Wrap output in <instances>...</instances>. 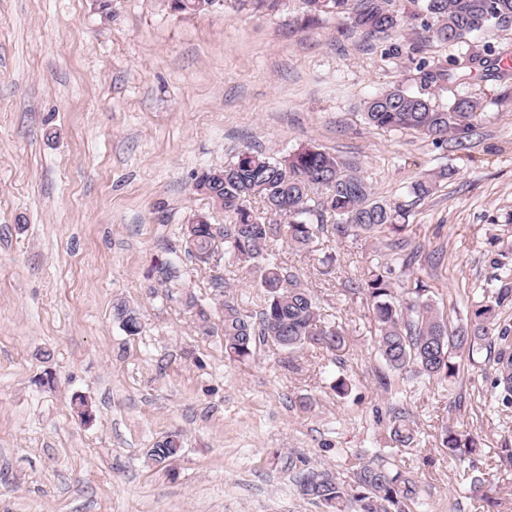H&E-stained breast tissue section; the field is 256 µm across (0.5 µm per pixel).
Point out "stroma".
Masks as SVG:
<instances>
[{"mask_svg": "<svg viewBox=\"0 0 512 512\" xmlns=\"http://www.w3.org/2000/svg\"><path fill=\"white\" fill-rule=\"evenodd\" d=\"M489 45L512 49V29L412 53L400 36L372 47L302 0L197 14L169 0H0V512H322L294 491L295 468L347 484L359 455L413 479L411 512H512V469L498 462L512 405L489 408L485 353L449 381L379 384L387 368L357 284L387 259L382 238L278 243L345 344L263 346L239 362L224 352L220 307L260 310L258 274L224 251L200 266L181 236L195 214L226 221L196 174L242 150L316 147L357 163L377 199L411 202L402 238L416 258L395 289L423 281L449 324L466 321L512 271V79L477 67L433 87L436 104L479 103L464 150L373 127L363 103L397 86L422 93L418 62ZM444 166L453 181L412 201L411 182ZM401 407L404 447L380 439ZM449 429L475 453H449ZM171 432L180 456L155 463L148 448Z\"/></svg>", "mask_w": 512, "mask_h": 512, "instance_id": "35a3bbf8", "label": "stroma"}]
</instances>
